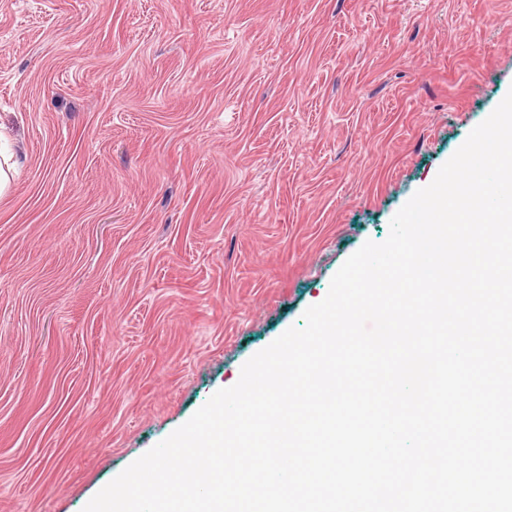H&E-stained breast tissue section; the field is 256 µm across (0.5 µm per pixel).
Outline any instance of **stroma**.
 Listing matches in <instances>:
<instances>
[{"mask_svg": "<svg viewBox=\"0 0 512 512\" xmlns=\"http://www.w3.org/2000/svg\"><path fill=\"white\" fill-rule=\"evenodd\" d=\"M512 90V0H0V512H82Z\"/></svg>", "mask_w": 512, "mask_h": 512, "instance_id": "35a3bbf8", "label": "stroma"}]
</instances>
